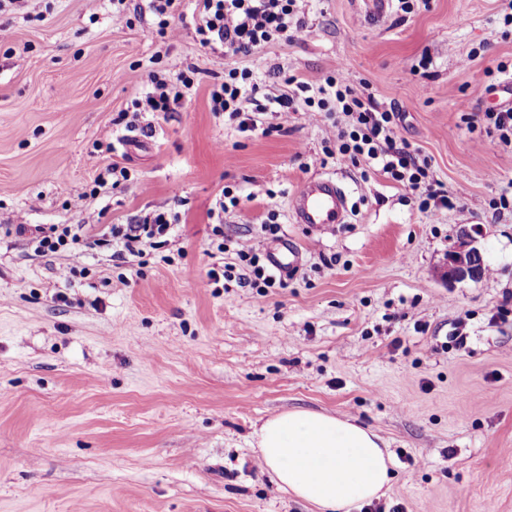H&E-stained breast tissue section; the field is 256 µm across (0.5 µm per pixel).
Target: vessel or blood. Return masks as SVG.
<instances>
[{
    "instance_id": "obj_1",
    "label": "vessel or blood",
    "mask_w": 512,
    "mask_h": 512,
    "mask_svg": "<svg viewBox=\"0 0 512 512\" xmlns=\"http://www.w3.org/2000/svg\"><path fill=\"white\" fill-rule=\"evenodd\" d=\"M290 209L294 223L332 230L346 221L347 195L335 178L315 175L295 190ZM268 256L272 268L281 273L296 270L299 265L297 248L285 239Z\"/></svg>"
}]
</instances>
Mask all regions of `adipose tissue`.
Segmentation results:
<instances>
[{"label": "adipose tissue", "instance_id": "ef3b65f1", "mask_svg": "<svg viewBox=\"0 0 512 512\" xmlns=\"http://www.w3.org/2000/svg\"><path fill=\"white\" fill-rule=\"evenodd\" d=\"M256 437L278 486L324 512L374 499L390 481L380 437L347 417L292 409L263 421Z\"/></svg>", "mask_w": 512, "mask_h": 512}]
</instances>
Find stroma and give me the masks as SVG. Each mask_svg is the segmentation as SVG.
Wrapping results in <instances>:
<instances>
[{
  "label": "stroma",
  "instance_id": "1",
  "mask_svg": "<svg viewBox=\"0 0 512 512\" xmlns=\"http://www.w3.org/2000/svg\"><path fill=\"white\" fill-rule=\"evenodd\" d=\"M193 9L169 43L150 21L113 24L110 0L0 13V512H319L277 486L257 446L262 421L294 408L384 440L382 512H512V145L479 124L512 64V0H417L378 21L363 0H302L303 28L254 59L200 47ZM257 63L278 93L339 67L369 85L447 206L422 211L346 158L320 165L324 129L302 114L251 136L213 114L212 83ZM186 66L182 108L117 123L151 70ZM114 163L129 181L92 194ZM319 173L348 194L332 232L290 219L291 194ZM225 187L242 199L225 238L267 250L273 211L301 250L284 285L209 283L236 261L211 246ZM170 209V262L90 250L81 276L15 231ZM464 226L491 272L451 285L439 269Z\"/></svg>",
  "mask_w": 512,
  "mask_h": 512
}]
</instances>
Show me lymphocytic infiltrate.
<instances>
[{"label": "lymphocytic infiltrate", "instance_id": "f902f5d3", "mask_svg": "<svg viewBox=\"0 0 512 512\" xmlns=\"http://www.w3.org/2000/svg\"><path fill=\"white\" fill-rule=\"evenodd\" d=\"M195 34L201 47H222L230 57H250L266 44L288 40L304 25L298 0H194ZM195 68L175 74L151 75V89L131 102L133 114L173 112L189 100L195 85ZM291 93L267 92L254 69L232 68L214 82L209 93L211 112L229 115L242 133L267 134L264 117L274 113L287 117L302 113L312 124L326 128L322 152L325 157H345L363 177L380 174L415 196L422 210L438 192L429 177L430 165L419 149L400 137V114L384 107L374 94L357 92L344 71L314 81L295 80ZM180 221L178 212L157 210L131 224H110L92 231L90 224H53L36 228L32 242L37 252L55 253L69 248L81 260V246L106 245L118 258L136 260L141 244H165ZM238 266L212 267L210 283L232 277L253 288H270L276 283L261 254L247 239L235 242ZM243 275H236V268Z\"/></svg>", "mask_w": 512, "mask_h": 512}]
</instances>
